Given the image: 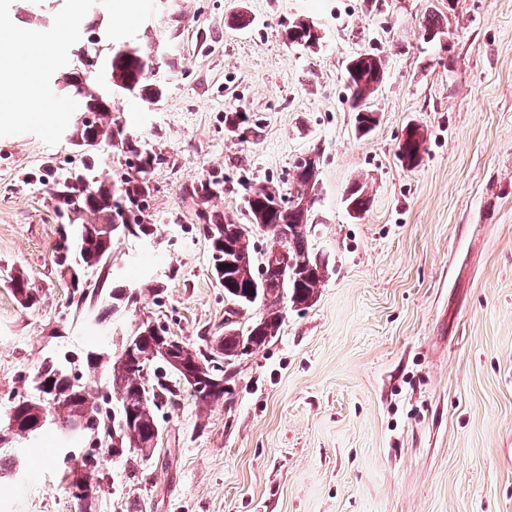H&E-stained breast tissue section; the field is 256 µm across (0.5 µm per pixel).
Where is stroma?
<instances>
[{"instance_id": "35a3bbf8", "label": "stroma", "mask_w": 512, "mask_h": 512, "mask_svg": "<svg viewBox=\"0 0 512 512\" xmlns=\"http://www.w3.org/2000/svg\"><path fill=\"white\" fill-rule=\"evenodd\" d=\"M64 0H13L17 26L48 30ZM130 38L157 53L163 95L108 93L132 143L160 154L148 239L112 251L115 280L150 282L99 330L76 312L54 264L49 191L78 164L69 135L0 137V272L24 271L36 307L0 284V426L25 378L57 350L118 352L141 316L190 343L224 333V290L189 194L219 175L210 209L247 220L252 187L288 189L319 157L315 251L329 255L314 302L287 307L277 336L237 364L222 402L189 394L158 414L159 452L105 457L99 512H512V0H156ZM436 12L444 36L424 38ZM312 20L316 51L288 45ZM379 52V122L357 136L345 67ZM248 119L240 138L228 111ZM427 133L418 166L397 156L408 124ZM356 180L371 198L352 217ZM0 512H78L56 426L11 444ZM137 480H129L130 469Z\"/></svg>"}]
</instances>
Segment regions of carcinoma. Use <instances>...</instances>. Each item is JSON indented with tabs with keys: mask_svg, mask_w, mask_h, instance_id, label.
<instances>
[{
	"mask_svg": "<svg viewBox=\"0 0 512 512\" xmlns=\"http://www.w3.org/2000/svg\"><path fill=\"white\" fill-rule=\"evenodd\" d=\"M375 53H358L352 56L356 61H363L358 77L347 78V89L352 106L363 114L362 122L369 124L373 112L366 106V101L381 87L384 77L374 70L372 60ZM152 60L146 53L128 46L112 47L104 57V66L112 76V85H122V89L141 100L155 104L159 102L162 92L152 85L147 77ZM77 109L87 114L88 119L81 122L72 132L74 146L83 148L81 166L65 169L57 174L50 190L60 201L62 216L70 225L76 227L74 239L63 246L56 247L55 264L58 272L69 274L64 284L70 299L80 305L95 298L98 293L90 290L88 276L111 271L112 244L115 238L129 236L143 239L154 235L153 227L140 219L146 211V202L151 188L126 191H113L110 178L105 172V161L101 150L88 147V140L94 139L101 146H108L115 141V128L112 127V115L109 102L100 94L92 91V83H87L81 96L73 97ZM427 134L418 128L416 139L406 149L407 165L417 166L425 152ZM128 165L131 168L146 166L150 169L161 164L162 158L155 152L137 149L129 150ZM357 190L350 194L346 203L363 212L367 209L369 198L365 186L360 181L353 182ZM281 195V190L270 185L253 188L245 207L250 224L244 233L232 232L236 227L231 216L209 213L211 224L215 225L214 235L209 238L211 244L212 274L224 287V298L235 301L248 308L252 301L247 299L248 292L263 281L279 282L277 275L270 269H262L259 264L248 268H224V258L238 252L256 253L253 235L260 231L274 240V247L260 252V256L274 253L275 247L287 241L290 257L310 259L316 263V254L310 247L311 224L310 209L299 210L293 207L279 210L270 218L266 217L265 203ZM126 206L133 214L129 227L112 229V220L123 218L117 212ZM266 223L273 229H263ZM325 279V270L306 267L286 278L284 284L276 288H266L255 302L263 306L260 317L252 323L254 333L252 344L255 349L266 345L278 335L282 323L281 303L295 306L304 305L313 300L321 283ZM9 286L16 301L24 308L38 304L40 297L36 289L30 287L21 271L10 277ZM121 302L123 297L119 289L108 292V299L98 302L92 317L99 326L106 324L112 317V305L109 301ZM168 335L163 325H141L134 335L127 337L120 352L109 358L106 365L107 382L101 390L88 389L73 374L72 365L84 362L97 365L96 355L88 351L76 358L67 352L49 355L40 361L38 367L28 376L31 390L22 398L10 402L7 423L0 428V445L8 446L15 436L16 427L21 423L34 420L43 413H53L61 418H74L81 423L76 434L69 439L90 447L85 452L77 468L80 474L90 480L89 495L84 512H97L98 499L96 487L105 478L102 471L98 449L105 448L114 457L135 454L141 458L151 456L156 451L152 431L159 429L157 412L161 407L175 404L181 390L188 383L185 372L174 368L169 362L157 360L149 382H144L137 375L135 363L127 355L128 347L141 338L143 348L152 349L159 346L158 337ZM237 346L235 336H214L205 339L201 348L186 342L181 350V360L190 371L215 380H230L224 368V352Z\"/></svg>",
	"mask_w": 512,
	"mask_h": 512,
	"instance_id": "cac0c4a2",
	"label": "carcinoma"
}]
</instances>
